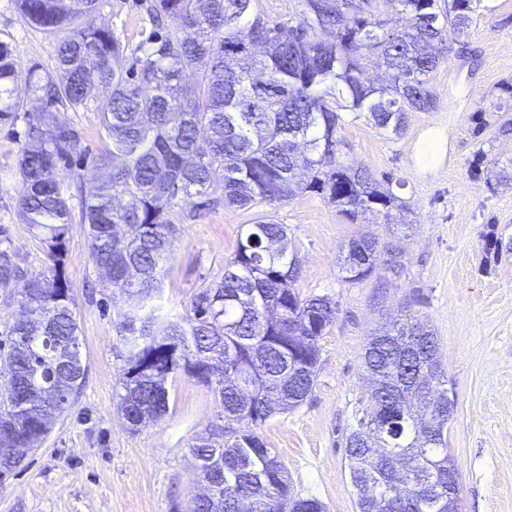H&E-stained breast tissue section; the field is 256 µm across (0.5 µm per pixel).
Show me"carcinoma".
I'll list each match as a JSON object with an SVG mask.
<instances>
[{"instance_id": "obj_1", "label": "carcinoma", "mask_w": 512, "mask_h": 512, "mask_svg": "<svg viewBox=\"0 0 512 512\" xmlns=\"http://www.w3.org/2000/svg\"><path fill=\"white\" fill-rule=\"evenodd\" d=\"M23 19L59 36L55 73L33 65L25 83L50 112H28L14 95L12 48L0 42V120L27 117L17 174L18 208L44 247L48 271L32 276L0 250V288L21 287L26 319L3 332L0 472L10 474L75 403L86 379L75 298L65 275L73 194L55 171L87 156L82 129L60 112L89 110L86 76L105 91L99 137L112 155L93 158L106 176L79 184L87 261L130 302L114 308L127 347L118 406L129 430L169 410L168 380L183 374L211 387L227 425L224 441L190 448L211 488L190 512H325L290 495L288 473L257 429L311 394L319 340L336 318L325 296L294 289L298 261L288 229L264 216L242 228L224 275L192 301V314L161 321L152 301L178 223L219 183L217 207H274L314 192L351 219L389 222L410 207L368 169L336 161L337 108L401 135L410 112L436 99L430 76L451 37L472 23V0H300L295 25H270L254 0H149L154 29L133 50L112 30L82 25L100 0H16ZM328 32L331 39L320 37ZM388 75L374 81L368 67ZM122 158L119 166L109 157ZM378 241L350 240L348 282L375 271ZM362 365L372 380L354 410L345 455L357 512H448V379L427 321L409 314L370 337Z\"/></svg>"}]
</instances>
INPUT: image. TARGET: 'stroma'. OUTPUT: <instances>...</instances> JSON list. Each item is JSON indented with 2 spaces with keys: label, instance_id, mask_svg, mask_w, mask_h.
<instances>
[{
  "label": "stroma",
  "instance_id": "35a3bbf8",
  "mask_svg": "<svg viewBox=\"0 0 512 512\" xmlns=\"http://www.w3.org/2000/svg\"><path fill=\"white\" fill-rule=\"evenodd\" d=\"M474 21L432 74L437 103L410 113L398 137L365 117L342 112L341 158L393 177V191L414 212L411 227L353 222L313 192L267 209L220 207L185 220L153 304L160 318L189 314L195 295L220 281L242 225L271 214L287 225L300 263L301 297L326 296L336 318L319 341L317 378L307 400L260 429L288 471L291 493L318 499L326 512H357L343 439L368 383L361 355L382 323L412 312L427 320L440 346L455 412L448 424L461 512H512V184H487L476 164L512 159V135L500 136L497 104L512 106V0H479ZM88 24L129 46L150 24L141 0H102ZM0 41L19 71H53L57 38L28 25L14 0H0ZM25 122L0 121V249L35 275L44 249L19 213L15 175ZM439 151L426 165L416 150ZM370 233L402 250L403 267H378L358 283L340 267L350 239ZM66 274L76 303L86 384L74 406L6 481L0 512H187L203 490L189 448L223 437L224 419L209 387L187 376L169 384L164 419L130 432L117 412L126 348L112 323L113 289L86 261V231L73 219Z\"/></svg>",
  "mask_w": 512,
  "mask_h": 512
}]
</instances>
